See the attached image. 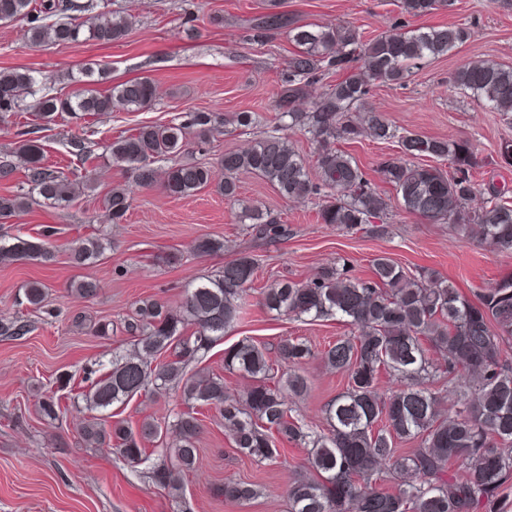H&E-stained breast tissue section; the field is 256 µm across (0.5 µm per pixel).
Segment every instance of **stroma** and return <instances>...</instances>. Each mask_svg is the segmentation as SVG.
Segmentation results:
<instances>
[{
	"label": "stroma",
	"instance_id": "1",
	"mask_svg": "<svg viewBox=\"0 0 512 512\" xmlns=\"http://www.w3.org/2000/svg\"><path fill=\"white\" fill-rule=\"evenodd\" d=\"M109 7L132 18L127 36L110 45L83 39L34 46L24 24L0 23V71L34 72L40 79L38 94L76 92L89 63L100 64L108 73L100 90L140 77L156 86L153 105L139 112L115 111L81 120L62 114L45 125L28 109L0 122V161L21 165L15 147L19 132L28 127L36 129L45 162L54 169L71 171L65 143L72 137L90 139L95 155L87 167L91 186L68 209L36 205L14 223L0 224V237L10 244L38 240L44 229L54 228L56 255L50 263L0 262V314L28 327L21 336H0V512H289L288 478L303 463L305 451L289 443L274 463L244 457L233 448L217 412L202 419L196 467L184 476L177 499L149 478L152 465L169 456V439L146 441L148 460L136 467L111 448H92L82 440L78 428L90 411L76 395L87 388L84 374H105L112 368L113 353L134 350L124 321L135 307L150 300L179 310L194 279L217 274L240 254L256 255L258 267L244 318L191 367L223 375L227 392L236 395L252 380L225 373V349L246 338L266 347L274 359L281 340L305 338L314 352L302 366L311 390L293 400L292 408L321 428L327 403L343 391L346 379L325 367L319 354L350 328L335 320L276 317L259 304L263 288L283 278L307 281L324 267L343 263L366 278L371 260L385 255L411 271L434 270L473 298L512 277V251L464 241L452 225L406 212L382 175L384 162L397 153L392 143L365 138L338 144L387 199L392 212L387 235L374 237L320 223L318 198L287 200L266 181L243 174L241 200L266 205L290 229L288 238L264 244L255 242L240 224L237 206L214 189L224 179L220 157L250 146L257 129L225 125L207 151L188 153V160L210 164L213 186L179 200L158 186L137 191L119 224L108 220L103 198L110 188L129 183L130 173L106 159V147L142 125L166 124L199 110L228 116L255 112L263 123H270L293 46L284 28L254 40L253 26L262 15L275 11L301 24H348L369 39L400 25H459L471 33L465 44L414 69L404 85H378L367 105L410 133L469 141L483 162L477 183L512 191V168L496 162L501 143L512 141V118L487 111L448 84L450 74L473 58L512 66V0H447L422 17L403 13L400 0H109ZM88 237L108 238L112 247L96 263L74 265L69 249L73 241ZM201 238L222 242L224 248L198 253L194 244ZM83 279L97 283L94 297L72 292V283ZM34 282L47 293L39 310L21 301ZM102 324L108 325V335H97ZM51 395L60 397L66 409L62 420L49 421L40 412L42 401ZM182 408L179 391L151 390L113 405L101 417L136 430L143 422L163 420ZM229 478L254 484L257 496L243 503L225 501L218 489Z\"/></svg>",
	"mask_w": 512,
	"mask_h": 512
}]
</instances>
